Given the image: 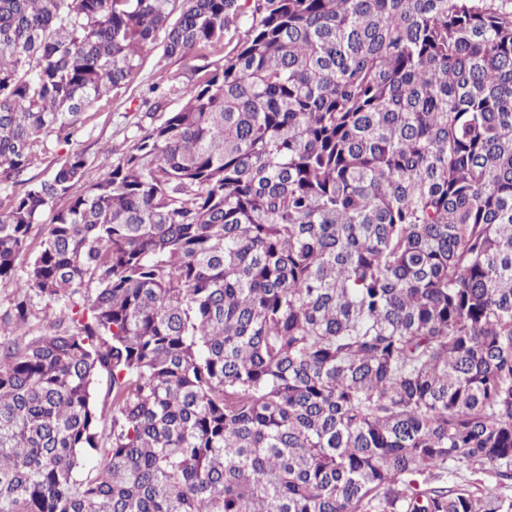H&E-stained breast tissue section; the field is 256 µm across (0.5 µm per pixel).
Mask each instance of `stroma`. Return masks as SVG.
<instances>
[{
  "instance_id": "obj_1",
  "label": "stroma",
  "mask_w": 512,
  "mask_h": 512,
  "mask_svg": "<svg viewBox=\"0 0 512 512\" xmlns=\"http://www.w3.org/2000/svg\"><path fill=\"white\" fill-rule=\"evenodd\" d=\"M223 53L206 57L166 56L162 46H155L144 54L143 64L136 78L121 89L89 108L73 129L69 138L49 136L41 146L36 161L13 185V192L26 190L29 185L47 180L65 156L74 151L83 152L88 160L86 178L96 181L103 171L106 150L122 151L138 134L140 127L150 121H161V113L146 117L143 104L148 89L160 84L167 95L169 107H176L183 99L185 87L199 74L201 68L223 66Z\"/></svg>"
}]
</instances>
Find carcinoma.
Here are the masks:
<instances>
[{
  "instance_id": "1",
  "label": "carcinoma",
  "mask_w": 512,
  "mask_h": 512,
  "mask_svg": "<svg viewBox=\"0 0 512 512\" xmlns=\"http://www.w3.org/2000/svg\"><path fill=\"white\" fill-rule=\"evenodd\" d=\"M172 2L0 0L5 189L158 39L251 20L96 181L0 206V512H512V11Z\"/></svg>"
}]
</instances>
